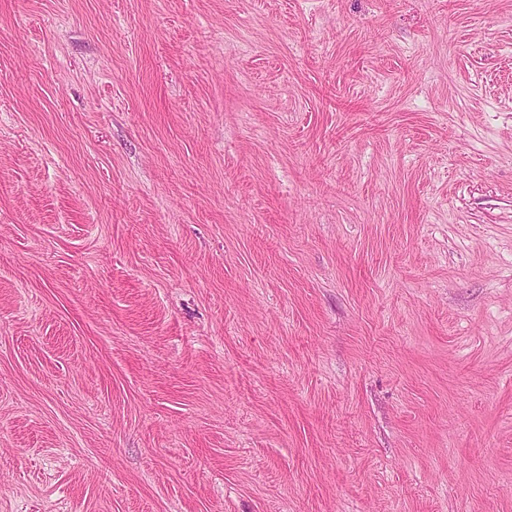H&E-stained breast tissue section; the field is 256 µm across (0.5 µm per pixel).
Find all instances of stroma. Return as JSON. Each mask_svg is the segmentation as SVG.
Returning a JSON list of instances; mask_svg holds the SVG:
<instances>
[{
  "label": "stroma",
  "mask_w": 512,
  "mask_h": 512,
  "mask_svg": "<svg viewBox=\"0 0 512 512\" xmlns=\"http://www.w3.org/2000/svg\"><path fill=\"white\" fill-rule=\"evenodd\" d=\"M0 512H512V0H0Z\"/></svg>",
  "instance_id": "1"
}]
</instances>
